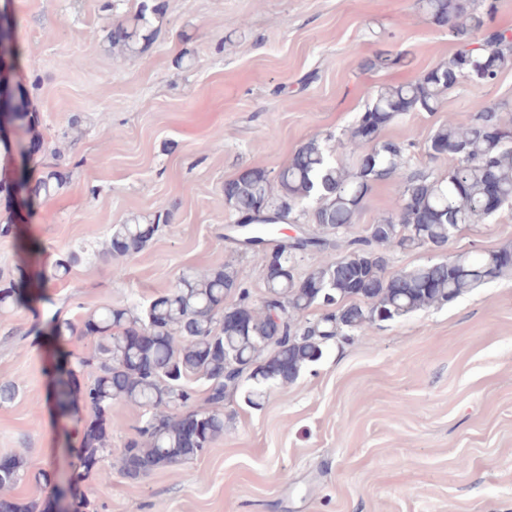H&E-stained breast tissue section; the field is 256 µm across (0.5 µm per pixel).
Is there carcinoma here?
I'll return each instance as SVG.
<instances>
[{
	"label": "carcinoma",
	"mask_w": 512,
	"mask_h": 512,
	"mask_svg": "<svg viewBox=\"0 0 512 512\" xmlns=\"http://www.w3.org/2000/svg\"><path fill=\"white\" fill-rule=\"evenodd\" d=\"M419 8L448 27L458 49L420 77L380 87L351 128L347 145L353 166L338 162L326 144L312 140L275 174L252 167L224 183V199L238 224H252L248 252L265 262L271 248L279 267L264 282L265 292L252 299L244 270L229 265L190 271L170 290L143 307L108 306L89 314L81 328L59 319L57 337L80 332L93 348L62 370L56 394L61 412L75 405L70 387L74 370L93 371L81 393L90 417L83 424L77 463L68 481L80 486L91 475L112 479L105 466L112 453V408L141 413L136 435L125 443L121 474L137 480L151 471L202 455L224 433V400L242 379L250 381L245 401L262 405L273 383L296 381L324 356L330 341L377 323L395 321L423 308L444 305L473 294L512 270L509 250L460 253L448 260L409 269L389 266L387 250L429 249L449 244L451 234L482 223L496 212L484 205L488 190L501 192V207H512V124L499 107L482 105L466 124L439 126L426 140L427 153L448 155L454 165L443 177L416 173L403 178L404 148L380 139L381 131L408 112H437L449 90L463 81L491 84L512 58V28L493 27L498 0H418ZM160 7L141 2L133 23L116 24L108 33L112 46L134 53L154 35L150 15ZM405 66V54L377 49L363 67L392 72ZM393 183L394 209L364 233L354 236L364 201L376 182ZM61 185L50 172L38 179L33 193L48 198ZM314 202L306 232L296 238L278 234L279 224L298 223L299 206ZM169 218L133 217L111 228L121 256L143 250ZM322 259L304 278L313 288L298 287L296 268L303 258ZM80 255L59 257L53 276L69 274ZM29 278L0 276V308L26 300ZM236 303L227 306L229 296ZM322 309L312 320L306 313ZM205 385L209 409L194 408L191 381ZM24 474L21 458L0 469V488ZM36 499L0 498V512H43Z\"/></svg>",
	"instance_id": "cac0c4a2"
}]
</instances>
